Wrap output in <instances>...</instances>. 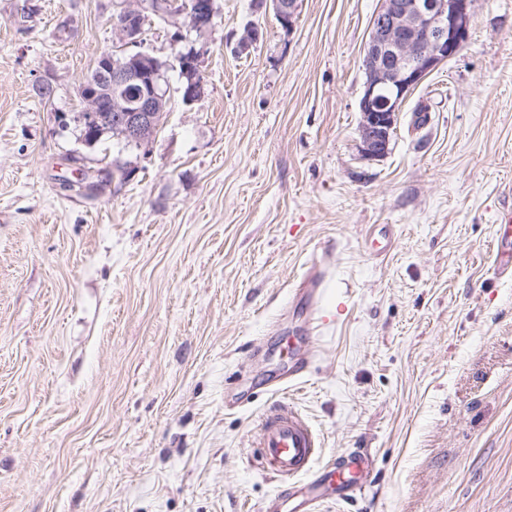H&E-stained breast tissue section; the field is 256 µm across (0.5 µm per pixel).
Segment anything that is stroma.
<instances>
[{
    "instance_id": "obj_1",
    "label": "stroma",
    "mask_w": 512,
    "mask_h": 512,
    "mask_svg": "<svg viewBox=\"0 0 512 512\" xmlns=\"http://www.w3.org/2000/svg\"><path fill=\"white\" fill-rule=\"evenodd\" d=\"M116 3L0 0V512H266L284 482L255 443L278 403L320 464L370 455L364 491L321 512H512V276L490 272L512 0H475L378 160L357 150L378 0H299L289 31L216 0L185 33L191 105L152 19L169 104L142 148L73 122ZM116 163L97 197L61 187Z\"/></svg>"
}]
</instances>
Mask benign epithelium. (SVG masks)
I'll list each match as a JSON object with an SVG mask.
<instances>
[{"label":"benign epithelium","mask_w":512,"mask_h":512,"mask_svg":"<svg viewBox=\"0 0 512 512\" xmlns=\"http://www.w3.org/2000/svg\"><path fill=\"white\" fill-rule=\"evenodd\" d=\"M126 0L111 17L118 49L110 62L94 69L78 85V96L88 103L81 121L92 129L107 127L119 137L147 145L159 118L168 106L167 63L142 50L144 25L149 15L168 19L175 28L171 35L180 77L189 79L184 102L192 104L204 95L201 79L202 51L185 53L182 27L190 23L198 34L210 30L216 13L215 0ZM285 30L297 18L298 0H263ZM473 0H379L370 34L363 47L366 80L359 100L361 114V157L373 160L386 155L396 118L408 95L427 75L454 58L465 45L472 20ZM97 84L108 93L112 108L99 112L84 88ZM117 181L110 173L80 172L65 179L66 186L100 194L104 184Z\"/></svg>","instance_id":"1"}]
</instances>
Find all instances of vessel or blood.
Masks as SVG:
<instances>
[{
	"label": "vessel or blood",
	"mask_w": 512,
	"mask_h": 512,
	"mask_svg": "<svg viewBox=\"0 0 512 512\" xmlns=\"http://www.w3.org/2000/svg\"><path fill=\"white\" fill-rule=\"evenodd\" d=\"M494 271L512 273V239L500 236L493 252ZM258 446L263 466L288 481V499L294 500L293 512H317L321 502L334 495L359 491V476L370 467L364 456L337 461L332 470L315 474L318 449L315 434L292 406L267 412L260 425Z\"/></svg>",
	"instance_id": "b4317fda"
}]
</instances>
